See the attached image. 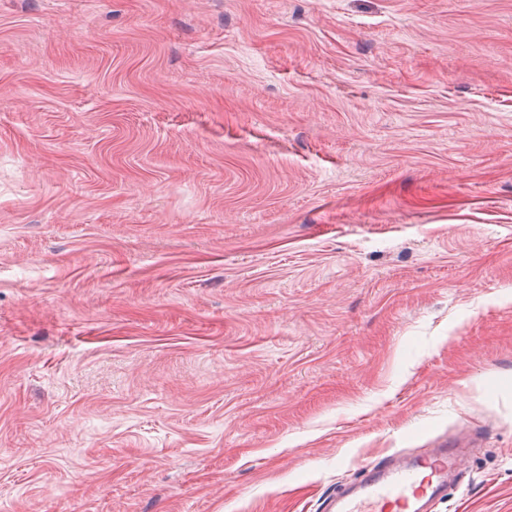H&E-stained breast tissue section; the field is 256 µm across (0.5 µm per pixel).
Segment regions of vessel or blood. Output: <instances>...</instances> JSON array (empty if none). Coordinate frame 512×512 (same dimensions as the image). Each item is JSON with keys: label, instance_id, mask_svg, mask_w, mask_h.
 <instances>
[{"label": "vessel or blood", "instance_id": "1", "mask_svg": "<svg viewBox=\"0 0 512 512\" xmlns=\"http://www.w3.org/2000/svg\"><path fill=\"white\" fill-rule=\"evenodd\" d=\"M460 449L426 448L415 457L392 454L367 469L358 488L337 494L328 512H433L431 505L447 488L451 473H463Z\"/></svg>", "mask_w": 512, "mask_h": 512}]
</instances>
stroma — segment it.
<instances>
[{
    "label": "stroma",
    "instance_id": "1",
    "mask_svg": "<svg viewBox=\"0 0 512 512\" xmlns=\"http://www.w3.org/2000/svg\"><path fill=\"white\" fill-rule=\"evenodd\" d=\"M470 432L437 512H512V0H0V512Z\"/></svg>",
    "mask_w": 512,
    "mask_h": 512
}]
</instances>
